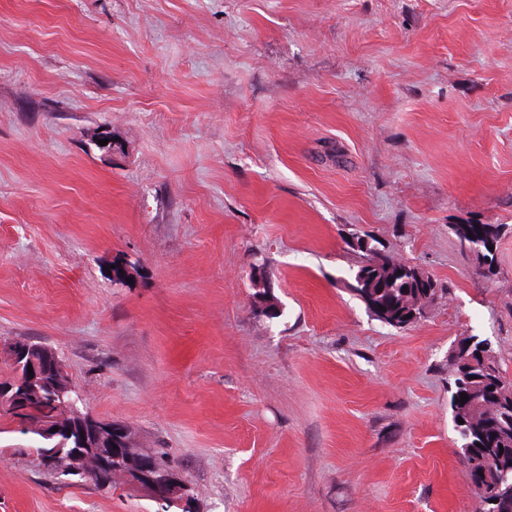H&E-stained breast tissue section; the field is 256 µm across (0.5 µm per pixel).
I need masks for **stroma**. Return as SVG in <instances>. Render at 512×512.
<instances>
[{"instance_id":"obj_1","label":"stroma","mask_w":512,"mask_h":512,"mask_svg":"<svg viewBox=\"0 0 512 512\" xmlns=\"http://www.w3.org/2000/svg\"><path fill=\"white\" fill-rule=\"evenodd\" d=\"M355 237L440 287L419 323L355 296ZM474 335L512 381V0H0V375L51 346L195 512H474ZM27 444L0 512H158ZM467 226H479L481 227L482 231L484 232V238L480 243H474L472 246L469 247V250L472 252H475L478 257H486L488 256L486 253L483 254L482 248H484L486 251H488V243L491 239H497L499 229L498 226L492 225V224H459L456 225L454 228V232L458 239H460L466 231Z\"/></svg>"}]
</instances>
